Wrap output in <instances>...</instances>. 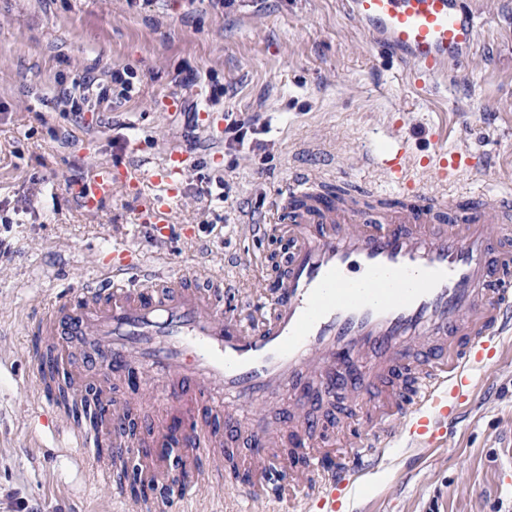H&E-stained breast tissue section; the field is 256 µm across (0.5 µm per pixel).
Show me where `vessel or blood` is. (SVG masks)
Here are the masks:
<instances>
[{
    "mask_svg": "<svg viewBox=\"0 0 512 512\" xmlns=\"http://www.w3.org/2000/svg\"><path fill=\"white\" fill-rule=\"evenodd\" d=\"M348 2L377 49L422 78L462 64L482 26L464 0ZM367 163L397 184L398 204L317 190L318 172L292 179L287 204L276 208L288 234L286 267L253 329L241 313L225 310L223 289L200 288L192 268L127 260L104 278L58 292L31 318L27 347L49 409L60 410L63 343L106 348L105 375L135 387L151 379L161 411L150 452L174 474L179 505L194 499L197 480L224 484L220 436L237 423L239 408L283 392L302 402L311 383L329 396L347 383L363 396L384 387L387 374L410 378L408 394L392 393L376 432L342 454L330 453V439L310 438L309 424L297 426L292 446L306 468L290 470L287 483L303 506L338 512L362 477L388 467L393 456L444 447L476 373L512 339V192H478L476 203L456 211L414 190L405 145ZM470 166L466 151L439 144L426 173L445 186ZM183 174L176 152L150 173L160 192L142 198L140 211L153 243L168 236L169 200ZM116 183L111 165L101 164L74 190L91 207ZM136 408L133 399L102 398L97 416L117 423ZM63 432L91 462L90 484L121 496L113 472L132 453V438L75 422ZM242 444L252 449L255 470L275 469L268 454L275 442L265 428Z\"/></svg>",
    "mask_w": 512,
    "mask_h": 512,
    "instance_id": "1",
    "label": "vessel or blood"
}]
</instances>
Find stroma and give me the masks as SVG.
Here are the masks:
<instances>
[{
  "label": "stroma",
  "instance_id": "35a3bbf8",
  "mask_svg": "<svg viewBox=\"0 0 512 512\" xmlns=\"http://www.w3.org/2000/svg\"><path fill=\"white\" fill-rule=\"evenodd\" d=\"M465 2L487 17L474 54L421 81L371 45L342 0H0V512H135L110 487H88V461L35 405L26 326L58 291L105 276L112 249L150 250L138 210L155 186L117 184L89 209L73 183L101 163L146 170L185 154L158 256L206 276L237 256L224 306L250 310L268 301L288 237L248 227L272 224L293 172L326 169L339 186L389 195L360 167L363 151L402 141L426 157L439 135L476 167L446 187L420 178V192L512 186V0ZM124 67L131 91L121 99L110 73ZM89 78L80 110L56 106L59 91ZM234 120L251 126L244 143L224 140ZM377 406L366 397L346 415L326 401L314 415L333 419L342 446L370 434ZM453 427L446 447L372 474L355 512H512V341ZM215 500L222 512H273L268 499L208 485L186 512Z\"/></svg>",
  "mask_w": 512,
  "mask_h": 512
}]
</instances>
